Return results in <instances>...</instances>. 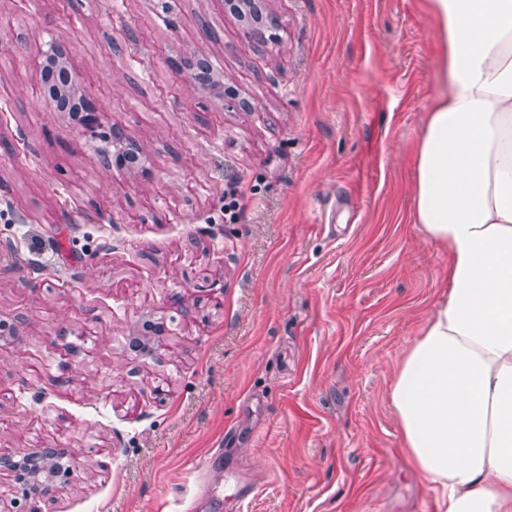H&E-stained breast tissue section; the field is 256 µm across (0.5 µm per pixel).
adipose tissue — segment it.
<instances>
[{
	"instance_id": "adipose-tissue-1",
	"label": "adipose tissue",
	"mask_w": 512,
	"mask_h": 512,
	"mask_svg": "<svg viewBox=\"0 0 512 512\" xmlns=\"http://www.w3.org/2000/svg\"><path fill=\"white\" fill-rule=\"evenodd\" d=\"M447 93L415 146L414 220L447 291L389 389L438 512H512V0H429Z\"/></svg>"
}]
</instances>
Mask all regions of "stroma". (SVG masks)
Here are the masks:
<instances>
[{"mask_svg":"<svg viewBox=\"0 0 512 512\" xmlns=\"http://www.w3.org/2000/svg\"><path fill=\"white\" fill-rule=\"evenodd\" d=\"M265 7L260 47L225 0H0V455L79 451L45 496L0 471L10 512H437L388 398L448 271L412 221L435 20ZM52 38L101 125L48 100ZM116 136L140 179L102 163Z\"/></svg>","mask_w":512,"mask_h":512,"instance_id":"obj_1","label":"stroma"}]
</instances>
